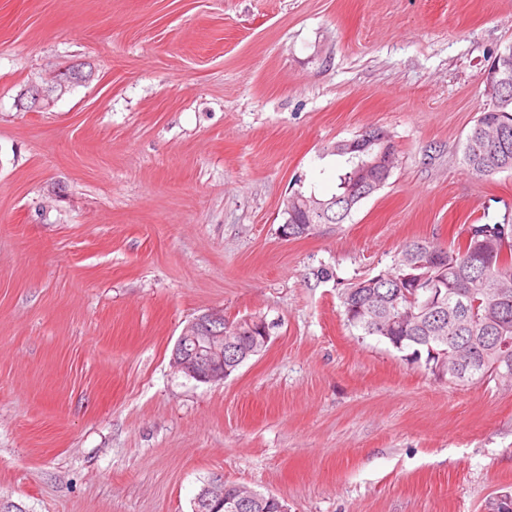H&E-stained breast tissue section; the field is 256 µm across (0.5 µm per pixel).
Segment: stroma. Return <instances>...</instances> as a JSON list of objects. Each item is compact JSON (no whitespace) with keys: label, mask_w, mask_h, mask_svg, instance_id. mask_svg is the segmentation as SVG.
Instances as JSON below:
<instances>
[{"label":"stroma","mask_w":512,"mask_h":512,"mask_svg":"<svg viewBox=\"0 0 512 512\" xmlns=\"http://www.w3.org/2000/svg\"><path fill=\"white\" fill-rule=\"evenodd\" d=\"M509 45L512 0H0V512H192L217 474L288 512L512 495V382L435 378L339 299L512 206L462 163ZM375 127L386 185L284 239ZM210 309L274 325L216 384L170 365Z\"/></svg>","instance_id":"obj_1"}]
</instances>
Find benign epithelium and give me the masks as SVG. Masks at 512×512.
<instances>
[{"label": "benign epithelium", "mask_w": 512, "mask_h": 512, "mask_svg": "<svg viewBox=\"0 0 512 512\" xmlns=\"http://www.w3.org/2000/svg\"><path fill=\"white\" fill-rule=\"evenodd\" d=\"M512 74V53L498 55L491 78L486 82V94L491 99L502 95L508 87ZM347 151L360 157L358 165L360 179L355 191L364 195L368 190H377L382 181L377 175L388 172L394 165L392 143L384 138L363 136L346 143ZM249 325L250 330L263 333V339L269 340L271 325L262 317L254 316L237 322L224 318L221 310H211L193 318L183 329L174 345L171 366L184 377L202 383L224 381L229 372L224 358V342L230 336L240 333V327ZM257 498L250 500L243 496L224 495V477L212 476L201 487L195 503L200 509H210L221 503L224 512H245L255 506Z\"/></svg>", "instance_id": "obj_1"}]
</instances>
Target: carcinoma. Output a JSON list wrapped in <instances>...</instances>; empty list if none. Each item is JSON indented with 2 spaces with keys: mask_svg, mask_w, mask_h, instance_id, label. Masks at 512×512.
Instances as JSON below:
<instances>
[{
  "mask_svg": "<svg viewBox=\"0 0 512 512\" xmlns=\"http://www.w3.org/2000/svg\"><path fill=\"white\" fill-rule=\"evenodd\" d=\"M504 94L480 113L465 139L463 162L478 177L512 172V85ZM330 152L344 159V167L336 191L323 199V214L295 206L284 214L296 238L313 234L321 224H341L352 212L347 197L356 163L339 141ZM409 273L447 283L449 303L461 298L465 306L452 316L425 310L421 289L402 280ZM487 288L498 289L502 302L486 294ZM340 300L350 328L386 341L407 363L438 379L464 366L475 371L471 380L499 376L498 354L467 343V337H512V207L500 221L469 225L461 240L446 247L419 239L404 243L390 268L348 284Z\"/></svg>",
  "mask_w": 512,
  "mask_h": 512,
  "instance_id": "cac0c4a2",
  "label": "carcinoma"
}]
</instances>
